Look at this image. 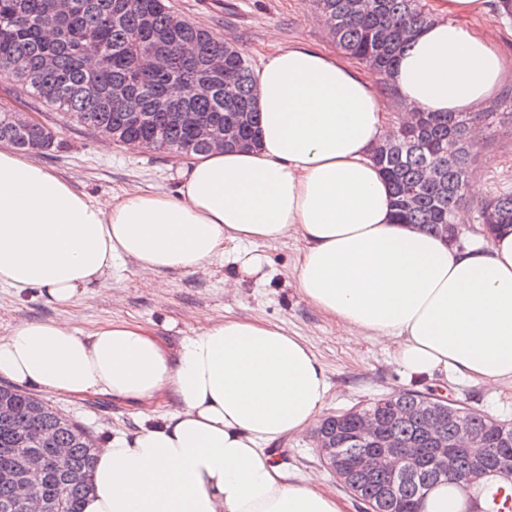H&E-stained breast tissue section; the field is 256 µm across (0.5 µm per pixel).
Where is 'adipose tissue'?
<instances>
[{
    "label": "adipose tissue",
    "instance_id": "adipose-tissue-1",
    "mask_svg": "<svg viewBox=\"0 0 512 512\" xmlns=\"http://www.w3.org/2000/svg\"><path fill=\"white\" fill-rule=\"evenodd\" d=\"M483 0H436L390 76L298 43L253 71L258 145L183 162L176 194L92 200L0 145V286L74 305L129 259L153 278L216 259L230 288L270 279L267 248L295 238L301 297L327 318L391 347L407 381H512V230L458 245L399 223L373 160L405 112H472L507 62L470 27ZM0 377L49 395H101L177 408L95 452L82 512H346L319 476L289 479L273 447L317 425L325 370L308 344L251 318L198 320L170 347L152 329L111 321L18 324L0 339Z\"/></svg>",
    "mask_w": 512,
    "mask_h": 512
}]
</instances>
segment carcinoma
<instances>
[{
  "mask_svg": "<svg viewBox=\"0 0 512 512\" xmlns=\"http://www.w3.org/2000/svg\"><path fill=\"white\" fill-rule=\"evenodd\" d=\"M62 13L57 0H0V77L18 92L51 106L67 122L85 130L122 131L131 146L151 136L160 153L204 154L209 149L186 129L154 109L162 96L174 99V111L198 112L215 131L234 130L231 149L257 144L259 113L254 100L248 59L234 45L174 11L169 0H70ZM336 44L347 55L387 76L397 57L418 33L429 14L422 0H313ZM54 37L44 36L46 29ZM147 56L160 65L146 70ZM494 104L465 117L450 113H417L412 124L397 123L376 146L373 158L392 188L397 219L421 230L454 240L453 224L467 204L471 162L470 133L480 129L488 138L512 122L509 111ZM0 142L22 151L43 152L54 143L46 125L21 124L13 111L0 110ZM478 221L494 233L512 227V192H494L479 206ZM0 397L11 402L0 415V505L10 501L9 475L23 456L40 454L44 468L36 485L49 512H81L89 491L94 443L76 424L59 425L60 415L46 405L42 420L29 424L37 398L9 386ZM428 394L402 390L391 399L367 406L382 428L404 449L423 448L427 438L422 419L434 410ZM458 421L450 420L444 440H454L456 424L466 426L482 448H491L503 474L512 473V423L491 422L471 408L456 405ZM325 430L336 437L337 453L352 460L367 444L356 440L353 420H328ZM48 448H68L64 463ZM468 448L456 453L455 470L441 472L427 462L410 469L395 496L382 494L390 482L384 473L351 471L346 488L371 512H412L423 491L440 481L468 482ZM502 492L482 483L471 488V512H488L490 494Z\"/></svg>",
  "mask_w": 512,
  "mask_h": 512,
  "instance_id": "cac0c4a2",
  "label": "carcinoma"
}]
</instances>
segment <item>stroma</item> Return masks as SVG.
Masks as SVG:
<instances>
[{
	"label": "stroma",
	"instance_id": "obj_1",
	"mask_svg": "<svg viewBox=\"0 0 512 512\" xmlns=\"http://www.w3.org/2000/svg\"><path fill=\"white\" fill-rule=\"evenodd\" d=\"M174 9L191 22L226 35L249 59L258 63L269 40L280 47L302 41L335 51L336 44L325 26L314 18L312 0H171ZM0 108L34 112L56 134L53 150L36 154L45 167L64 175L91 198L105 200L122 193H176L182 182L181 161L168 153H146L115 144L80 127L59 123L56 112L37 100L15 96L7 81L0 80ZM470 181L481 182L485 193L512 191V125L492 140L481 141L471 160ZM297 244L286 239L268 251L273 277L257 287L246 283L230 291L224 286L227 272L215 263L193 273H168L165 287L140 275L133 262L117 263L112 287L89 289L76 304L61 308L48 304L34 292L0 288V338L21 322L60 320L91 330L115 319L150 327L169 346H178L191 335L198 319L227 315L260 318L302 337L325 369L330 390L327 414L333 415L407 388V381L389 363L381 345L359 337L326 318L297 292L295 258ZM416 390L438 388L457 403L480 409L492 420L512 422V382L475 385L456 380L416 383ZM49 404L70 420L82 424L97 441L120 431L137 429L145 416L159 418L174 401L164 398L147 408L112 401L105 396L49 397ZM278 461L290 477L306 472L322 474L328 487L335 478L326 473L311 434L281 443Z\"/></svg>",
	"mask_w": 512,
	"mask_h": 512
}]
</instances>
